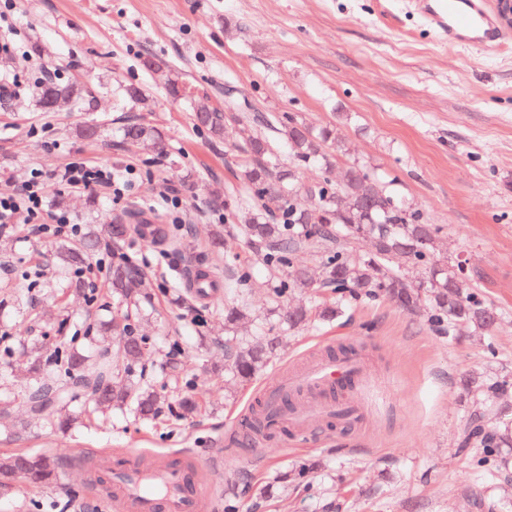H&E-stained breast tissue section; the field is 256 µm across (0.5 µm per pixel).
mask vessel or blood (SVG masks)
Instances as JSON below:
<instances>
[{
    "instance_id": "vessel-or-blood-1",
    "label": "vessel or blood",
    "mask_w": 512,
    "mask_h": 512,
    "mask_svg": "<svg viewBox=\"0 0 512 512\" xmlns=\"http://www.w3.org/2000/svg\"><path fill=\"white\" fill-rule=\"evenodd\" d=\"M425 24L448 43L492 48L512 30V0H414ZM365 356L355 350L335 355L332 342L320 340L307 353L284 366L273 381L259 386L238 415L255 440L265 443L288 436L295 443L342 427L360 430L363 413L338 415L337 397L359 388ZM92 484L101 503L112 512H212L214 498L198 479L197 468L179 456L146 459L142 450L122 457H93Z\"/></svg>"
}]
</instances>
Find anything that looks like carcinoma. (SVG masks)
<instances>
[{"instance_id": "cac0c4a2", "label": "carcinoma", "mask_w": 512, "mask_h": 512, "mask_svg": "<svg viewBox=\"0 0 512 512\" xmlns=\"http://www.w3.org/2000/svg\"><path fill=\"white\" fill-rule=\"evenodd\" d=\"M143 65L164 82L169 93L189 99L195 119L212 136L225 137L226 123L242 109L245 98L231 94L224 110L210 104L207 96L185 87L153 57ZM37 102L46 111L70 105L90 111L94 100L77 83L47 81L36 90ZM241 128L244 157L237 178L245 192L224 199L250 248L273 273L269 297L276 303L307 288H326L329 296L313 308L285 309L279 323L297 328L316 320H330L352 302L387 298L420 312L426 323L450 336L463 333L491 335L499 320L496 309L474 289L462 261L435 258L441 227L431 224L423 212L405 201L396 180H386L366 164L352 159L344 178L332 182L327 173L347 155L345 143L333 127L314 129L293 112L254 114ZM270 129L288 149L283 158L274 152L263 134ZM130 143L162 141L159 131L140 122L123 128ZM312 168L321 179L309 184L299 180L302 169ZM127 231L122 218L107 225L106 234L92 232L76 245L60 252V260L78 270L95 252L119 244ZM320 254L316 267L294 264L302 250ZM197 288L208 296L217 291L205 261L198 262ZM145 276L133 262L117 259L111 268L112 293L126 308H135L144 291ZM252 322L243 305L224 307V367L242 380L251 379L281 348L283 337L267 333L249 339L243 328ZM112 335L96 336V327L84 326L83 334L45 336L34 346L26 371L33 383L24 394L29 416L49 428L66 430L81 416L95 415L114 406H128L142 419H151L167 408L177 419L194 414L199 402L193 383L169 401L167 386L143 379L141 359L150 339L139 334L132 316L112 321ZM466 387H480L486 412L476 416L466 442L479 448L477 465L496 467V449L512 445V408L496 400L512 391V377L503 375L486 387L480 378L468 377ZM84 398L83 415L70 412ZM5 469L33 484L56 483L58 462L31 453L0 457Z\"/></svg>"}]
</instances>
